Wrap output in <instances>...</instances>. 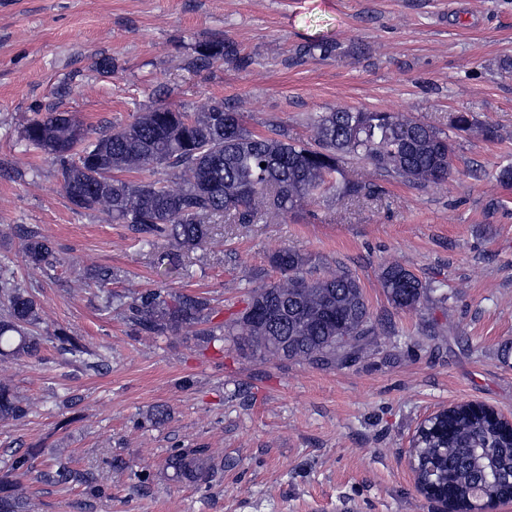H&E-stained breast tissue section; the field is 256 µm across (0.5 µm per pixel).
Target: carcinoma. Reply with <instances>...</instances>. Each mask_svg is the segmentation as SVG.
Masks as SVG:
<instances>
[{"instance_id": "obj_1", "label": "carcinoma", "mask_w": 512, "mask_h": 512, "mask_svg": "<svg viewBox=\"0 0 512 512\" xmlns=\"http://www.w3.org/2000/svg\"><path fill=\"white\" fill-rule=\"evenodd\" d=\"M336 43L316 40L298 49L301 57H326ZM201 62L251 63L230 41L199 45ZM310 140L292 142L279 129L258 134L222 99L197 112H185L161 100L108 128L87 127L68 112H37L20 138L52 158L62 172L63 190L77 211L99 213L125 224L143 247L164 240L170 250L158 257L168 273L186 269L183 257L212 238L214 224H261L269 215L294 212L307 202L360 201L380 192L374 182L350 178L351 160L371 164L381 176L425 187L448 178L452 170L448 135L399 112L338 107L309 118ZM458 132L479 130L493 138L491 125H480L470 112L451 119ZM149 170L156 178L134 180ZM21 251L26 265L43 270L56 262L54 243L27 231ZM282 280L255 286L249 302L274 305L268 319L254 321L249 310L230 322H213L210 300L201 295L157 288L133 296L108 288L109 268L94 275L101 308L122 309L138 331L164 336L196 329L207 342L242 343L263 357H280L273 336H289L285 359L310 365L351 367L378 346V337L394 335L390 322L370 311L359 278L349 271L311 277L309 259L288 248L268 256ZM380 283L391 307L421 312L431 302L444 304L448 292L399 264L382 269ZM41 307L35 297L0 266V358L39 359L45 339L38 333ZM55 348L88 369L103 366L102 356L65 328L53 334ZM30 401L6 382L0 383V421L31 413ZM419 478L440 486L468 490H512V437L492 415L466 406L427 420L412 440ZM38 451L0 459V512H33L21 478L33 473ZM167 468L180 482L207 486L224 472L207 448H176ZM37 478L51 485L78 483L97 492L94 477L57 457Z\"/></svg>"}]
</instances>
